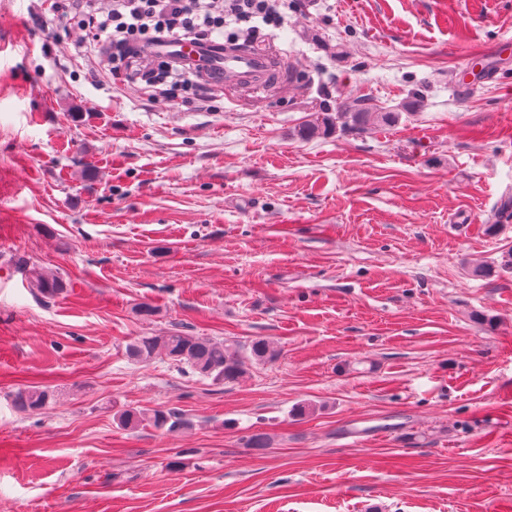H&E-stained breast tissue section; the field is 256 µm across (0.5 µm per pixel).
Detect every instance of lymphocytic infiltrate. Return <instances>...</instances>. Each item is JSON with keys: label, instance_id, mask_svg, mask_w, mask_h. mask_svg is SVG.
Masks as SVG:
<instances>
[{"label": "lymphocytic infiltrate", "instance_id": "lymphocytic-infiltrate-1", "mask_svg": "<svg viewBox=\"0 0 512 512\" xmlns=\"http://www.w3.org/2000/svg\"><path fill=\"white\" fill-rule=\"evenodd\" d=\"M291 0H55L61 24L88 30L104 45L113 72L129 65L132 48L160 38L209 40L214 35L257 39L261 26H281Z\"/></svg>", "mask_w": 512, "mask_h": 512}]
</instances>
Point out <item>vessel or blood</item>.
Listing matches in <instances>:
<instances>
[{"label": "vessel or blood", "instance_id": "b4317fda", "mask_svg": "<svg viewBox=\"0 0 512 512\" xmlns=\"http://www.w3.org/2000/svg\"><path fill=\"white\" fill-rule=\"evenodd\" d=\"M148 56H160L181 65L205 83L225 91H263L285 81L273 58L259 48L234 49L217 41L161 39L142 48Z\"/></svg>", "mask_w": 512, "mask_h": 512}]
</instances>
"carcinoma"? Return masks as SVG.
I'll list each match as a JSON object with an SVG mask.
<instances>
[{
  "instance_id": "carcinoma-1",
  "label": "carcinoma",
  "mask_w": 512,
  "mask_h": 512,
  "mask_svg": "<svg viewBox=\"0 0 512 512\" xmlns=\"http://www.w3.org/2000/svg\"><path fill=\"white\" fill-rule=\"evenodd\" d=\"M398 113L385 112L374 108L366 99L344 100L331 113L329 102L322 104V111L315 119L300 129V135L314 138L328 131L334 119L348 118L351 128L364 130L393 123ZM32 286L48 296L57 294L62 281L51 274L35 269L30 270ZM127 355L137 362H150L163 356L169 361L188 367L201 378L215 384L235 383L244 378L250 366L256 363H270L276 360L277 352L265 338H255L249 344L241 345L233 340H213L204 336H193L175 330L166 336H139L127 347ZM52 394L39 387H30L17 393L18 406L25 411H37L45 407ZM119 423L127 429H136L144 423L157 429L172 431L184 425L182 416L172 409H128L119 415Z\"/></svg>"
}]
</instances>
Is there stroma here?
Instances as JSON below:
<instances>
[{"mask_svg": "<svg viewBox=\"0 0 512 512\" xmlns=\"http://www.w3.org/2000/svg\"><path fill=\"white\" fill-rule=\"evenodd\" d=\"M51 5L0 0V512H512V0H297L288 84L181 101ZM357 96L399 122L300 137ZM178 329L278 356L127 358ZM322 110L325 112H315L317 114L315 119L306 123L300 129V135L305 138H314L319 136L320 134H324L328 131L329 127L334 125L333 113L328 112L331 110V105L329 102H324L322 104ZM127 355L137 362H150L158 356L188 367L214 384L235 383L244 378L252 364L270 363L277 352L265 338L240 345L233 340H213L175 330L166 336H139L127 347ZM52 399V394L39 387H30L16 395L18 406L25 411H37L45 407ZM119 423L127 429H136L144 422L152 424L157 429L173 431L184 426L182 416L173 409H128L119 415Z\"/></svg>", "mask_w": 512, "mask_h": 512, "instance_id": "stroma-1", "label": "stroma"}]
</instances>
